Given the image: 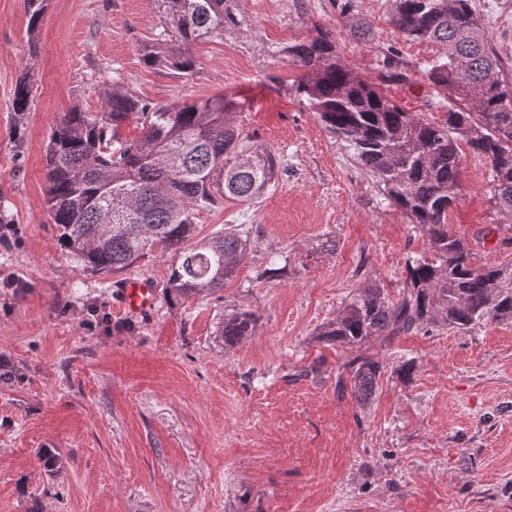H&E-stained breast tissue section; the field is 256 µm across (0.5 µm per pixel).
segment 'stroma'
Here are the masks:
<instances>
[{"label": "stroma", "mask_w": 512, "mask_h": 512, "mask_svg": "<svg viewBox=\"0 0 512 512\" xmlns=\"http://www.w3.org/2000/svg\"><path fill=\"white\" fill-rule=\"evenodd\" d=\"M341 0H227L224 29L200 39L193 77L146 67L142 38L169 23L171 0H47L37 36L25 0H0V512H512V323L324 341L359 288L398 296L419 229L309 106L289 46L330 31L354 74L408 111L443 122L424 70L435 45L391 23V0H354L371 24L354 39ZM512 67V0H472ZM408 74L381 82L388 47ZM35 93L11 110L22 70ZM151 105L223 97L235 124L281 162L251 209L199 212L198 237L233 224L258 235L215 295L172 301L171 254L127 274L83 270L57 243L45 203L52 130L107 91ZM489 165L461 152L451 229L474 265L512 263V217L489 202ZM147 277L154 308L122 303L125 276ZM254 311V335L225 349V314ZM381 366L358 405L336 386L357 355ZM412 361L409 380L397 368ZM54 449L56 475L38 453Z\"/></svg>", "instance_id": "1"}]
</instances>
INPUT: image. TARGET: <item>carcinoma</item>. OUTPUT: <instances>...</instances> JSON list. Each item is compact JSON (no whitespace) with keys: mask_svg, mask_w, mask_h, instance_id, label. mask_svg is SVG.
I'll use <instances>...</instances> for the list:
<instances>
[{"mask_svg":"<svg viewBox=\"0 0 512 512\" xmlns=\"http://www.w3.org/2000/svg\"><path fill=\"white\" fill-rule=\"evenodd\" d=\"M46 0H27L29 31L38 28ZM175 39L168 29L140 43L143 63L178 78L195 73L191 46L224 30L226 0H173ZM340 15L351 35L367 41L372 28L345 0ZM392 23L408 38L429 42L438 55L427 77L448 109L444 122L409 112L374 83L354 76L329 32L288 48L310 77L301 90L310 108L373 175L384 194L416 225L427 247L408 262L403 294L393 300L377 283L359 289L320 332L328 342L358 345L372 336H398L448 327L464 331L491 317L512 322V264L473 265L462 236L448 229L460 192L461 144L490 164V202L512 215V81L471 7V0H393ZM30 71L16 81V123L31 107ZM224 99L152 107L115 90L101 111L78 108L55 126L46 150V203L61 250L86 271L118 273L159 248L175 255L166 283L170 300L216 294L237 273L251 228L230 225L193 242L196 215L226 200L248 207L276 183L278 161L235 125ZM133 119L141 133H123ZM255 313L224 316L218 335L233 349L255 332ZM337 386L369 403L380 364L358 356ZM45 471L61 469L46 448Z\"/></svg>","mask_w":512,"mask_h":512,"instance_id":"1","label":"carcinoma"}]
</instances>
